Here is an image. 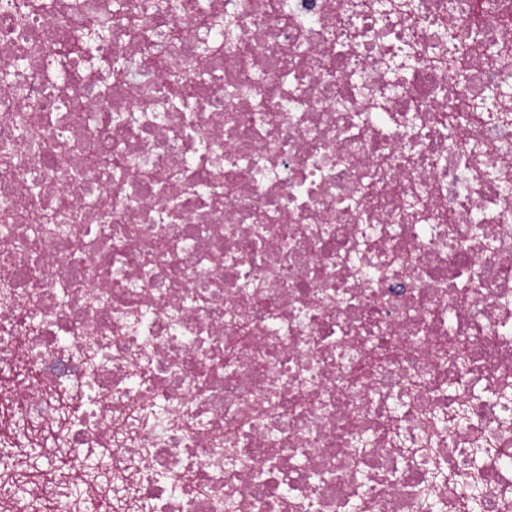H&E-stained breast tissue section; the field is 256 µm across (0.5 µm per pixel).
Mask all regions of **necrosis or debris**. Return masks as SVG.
Masks as SVG:
<instances>
[{"label":"necrosis or debris","instance_id":"obj_1","mask_svg":"<svg viewBox=\"0 0 512 512\" xmlns=\"http://www.w3.org/2000/svg\"><path fill=\"white\" fill-rule=\"evenodd\" d=\"M512 0H0V512H512Z\"/></svg>","mask_w":512,"mask_h":512}]
</instances>
